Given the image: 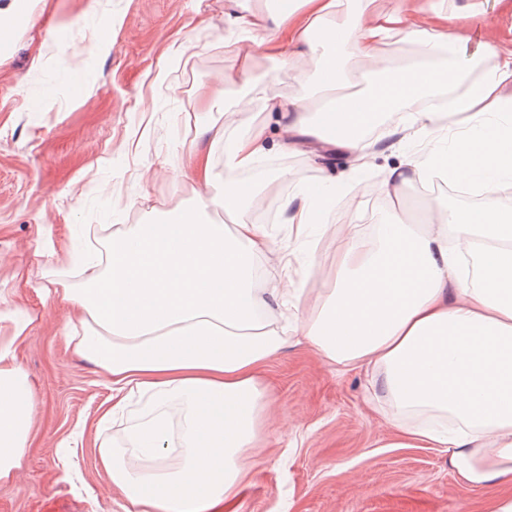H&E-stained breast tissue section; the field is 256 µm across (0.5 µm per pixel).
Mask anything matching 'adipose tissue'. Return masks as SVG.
<instances>
[{
	"mask_svg": "<svg viewBox=\"0 0 512 512\" xmlns=\"http://www.w3.org/2000/svg\"><path fill=\"white\" fill-rule=\"evenodd\" d=\"M448 22L427 0H366L351 17L343 0H290L274 12L254 0L228 25L242 71L258 48L298 71L317 62L319 90L338 93L332 134L312 98L267 99L282 150L343 152L356 170L367 169L379 152L363 135L370 117L458 85L448 108L411 113L401 128L423 139L453 116L466 131L445 153L387 169L386 192L439 170L449 183L492 194L512 180V124L485 122L487 113L512 109V44L491 46L494 67L470 80ZM392 42L419 45L420 60L384 54ZM321 48L329 55L320 61ZM354 59L378 80L344 95ZM219 140L220 176L212 165ZM265 151L263 131L202 128L179 175L212 195L155 222L95 227L98 256L86 260L82 286L59 290L74 311L66 328L82 329L75 350L104 371L112 390L95 429L100 465L125 512H222L240 495L247 451L263 445L268 402L258 370L284 344L283 323L300 296L290 278L263 294L252 286L272 247L247 212L238 175ZM340 195L362 198L349 178L328 183L317 203L304 192L288 197L287 223L304 235ZM434 211L417 232L398 216L367 232L341 230L336 275L307 303L300 332L328 364L369 375L377 411L394 410L405 446L447 449L458 480L481 486L512 472V212L441 202ZM218 212L232 217V233L212 222ZM135 401L143 415L111 437L114 419ZM36 405L12 343H0V482L20 466Z\"/></svg>",
	"mask_w": 512,
	"mask_h": 512,
	"instance_id": "ef3b65f1",
	"label": "adipose tissue"
}]
</instances>
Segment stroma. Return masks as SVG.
Here are the masks:
<instances>
[{"mask_svg":"<svg viewBox=\"0 0 512 512\" xmlns=\"http://www.w3.org/2000/svg\"><path fill=\"white\" fill-rule=\"evenodd\" d=\"M485 18L455 20L467 54L480 60L473 77L495 64L483 42L512 37V0H475ZM251 0H24L22 24L0 40V339L23 327L17 360L38 391L28 455L0 483V512H125L102 470L94 422L110 391L101 369L77 355L63 330L72 314L56 296L58 273L80 263L82 240L98 224H143L163 211L192 207L207 195L178 175L179 157L201 126H264L266 168L240 175L255 194L250 217L271 236L275 255L259 267L262 290L288 273L277 257L295 251L305 297L319 295L333 270L336 238L296 244L269 205L293 188L320 192L341 177L350 157L321 158L278 149L268 97L309 95L317 76L297 79L286 66L255 53L247 81L224 83L235 70L225 12L246 13ZM245 112L201 111L202 99L232 103L240 89ZM430 150L396 139L360 177L364 203L351 211L337 198L327 219L365 228L393 212L420 225L431 202L455 205L431 181L385 197L383 172ZM287 171L288 181L275 175ZM269 410L260 449L235 505L224 512H493L512 497V473L491 484L460 483L440 448H404L390 419L365 402V375L325 364L305 343L289 340L263 369Z\"/></svg>","mask_w":512,"mask_h":512,"instance_id":"stroma-1","label":"stroma"}]
</instances>
